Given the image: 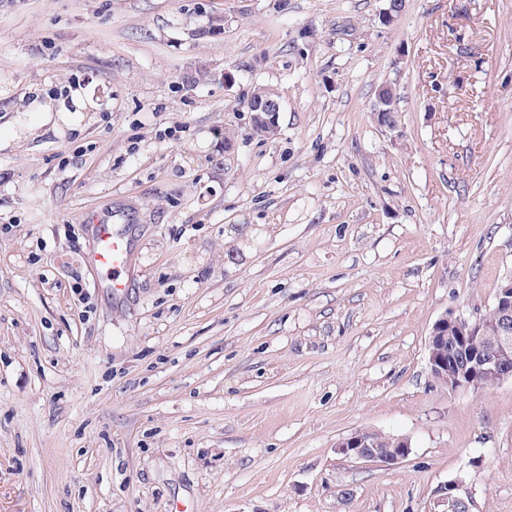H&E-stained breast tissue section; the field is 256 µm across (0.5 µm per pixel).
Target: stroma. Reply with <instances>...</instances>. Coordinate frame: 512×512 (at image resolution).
<instances>
[{
	"instance_id": "obj_1",
	"label": "stroma",
	"mask_w": 512,
	"mask_h": 512,
	"mask_svg": "<svg viewBox=\"0 0 512 512\" xmlns=\"http://www.w3.org/2000/svg\"><path fill=\"white\" fill-rule=\"evenodd\" d=\"M389 11L0 0V512H437L455 478L512 512V381L427 362L512 276V0ZM80 86L77 125L28 106ZM114 207L123 305L84 257ZM357 430L411 453L360 463ZM271 99L262 100L251 97L247 101V111L251 112L252 127L257 133L267 136L274 135L278 130L279 112L281 105L274 95ZM374 441L368 431L357 430L342 438L337 447L339 450L358 461L373 463L380 467H392L406 459L411 446L407 438L396 437V443L390 447L391 436L372 432Z\"/></svg>"
}]
</instances>
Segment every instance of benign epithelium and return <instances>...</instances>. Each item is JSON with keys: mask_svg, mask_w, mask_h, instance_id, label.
I'll return each mask as SVG.
<instances>
[{"mask_svg": "<svg viewBox=\"0 0 512 512\" xmlns=\"http://www.w3.org/2000/svg\"><path fill=\"white\" fill-rule=\"evenodd\" d=\"M253 129L270 136L278 130L280 102L251 97L247 101ZM496 317L488 322L484 317L474 321L444 315L433 325L429 336L428 367L432 377L451 389L476 387L483 375H492L498 382L512 380V288L496 293ZM339 450L358 461L380 467H392L406 459L411 446L408 439L396 438L390 448L376 446L369 432L356 430L337 443ZM443 512H471L472 497L460 479L448 481L441 489Z\"/></svg>", "mask_w": 512, "mask_h": 512, "instance_id": "1", "label": "benign epithelium"}]
</instances>
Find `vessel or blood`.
Wrapping results in <instances>:
<instances>
[{
	"instance_id": "1",
	"label": "vessel or blood",
	"mask_w": 512,
	"mask_h": 512,
	"mask_svg": "<svg viewBox=\"0 0 512 512\" xmlns=\"http://www.w3.org/2000/svg\"><path fill=\"white\" fill-rule=\"evenodd\" d=\"M113 221L92 219L86 229L90 249L87 263L113 298H124L132 287L130 273L135 263L133 235L129 229L134 218L124 209L113 212Z\"/></svg>"
}]
</instances>
